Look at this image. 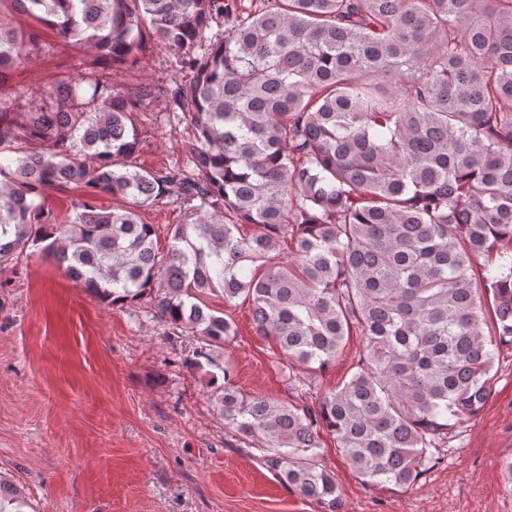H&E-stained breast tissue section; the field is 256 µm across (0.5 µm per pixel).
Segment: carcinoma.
<instances>
[{
    "label": "carcinoma",
    "mask_w": 512,
    "mask_h": 512,
    "mask_svg": "<svg viewBox=\"0 0 512 512\" xmlns=\"http://www.w3.org/2000/svg\"><path fill=\"white\" fill-rule=\"evenodd\" d=\"M10 2L114 66H135L148 36L177 51L191 78L171 101L193 137L187 168L131 162L151 84L82 78L27 112L0 101V154H15L0 164V265L38 252L113 306L150 298L201 340L190 364L223 373L225 425L323 512L342 507L324 434L368 482L416 484L512 346V0ZM218 19L224 39L198 54ZM25 45L0 17V71ZM49 188L124 203L87 199L59 223ZM163 195L186 214L165 251L138 214ZM217 291L250 303L289 364L321 369L362 337L351 377L312 407L240 390L212 355L236 336L203 300ZM27 506L0 489V512Z\"/></svg>",
    "instance_id": "carcinoma-1"
}]
</instances>
